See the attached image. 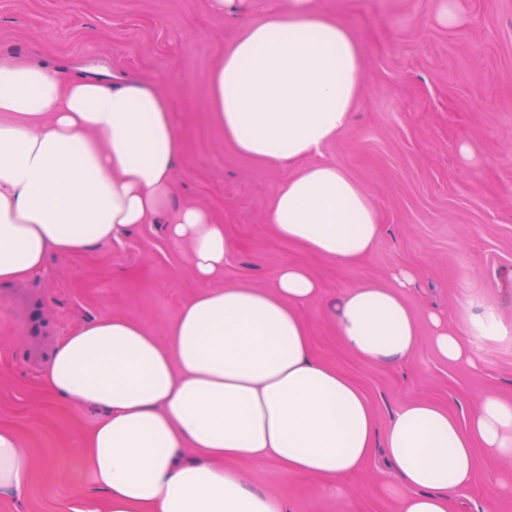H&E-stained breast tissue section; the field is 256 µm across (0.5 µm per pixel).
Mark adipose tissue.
Listing matches in <instances>:
<instances>
[{"instance_id":"ef3b65f1","label":"adipose tissue","mask_w":512,"mask_h":512,"mask_svg":"<svg viewBox=\"0 0 512 512\" xmlns=\"http://www.w3.org/2000/svg\"><path fill=\"white\" fill-rule=\"evenodd\" d=\"M363 90L349 28L310 0H291L225 48L207 97L241 154L300 163L267 220L280 239L340 266L371 254L379 215L336 164L306 159L349 130ZM0 112V283L45 276L51 257L111 245L164 214L201 287L166 342L130 318L102 316L52 351L47 393L104 414L82 453L106 512H284L277 497L250 488L239 463L341 484L381 447L404 488L398 512H461L457 496L476 476L477 455L512 460V401L490 392L466 421L417 401L379 432L360 387L312 353L303 309L320 283L306 267L284 264L263 288L214 287L231 239L206 208L172 197L183 146L156 82L0 58ZM393 280L348 288L337 302L342 342L368 365L417 348L418 320L402 299L416 275L400 268ZM427 319L445 359L476 366L446 317ZM28 471L17 435L0 428V491L21 492Z\"/></svg>"}]
</instances>
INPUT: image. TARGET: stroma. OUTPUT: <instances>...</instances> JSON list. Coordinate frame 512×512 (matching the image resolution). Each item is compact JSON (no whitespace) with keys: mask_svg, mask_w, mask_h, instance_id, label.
<instances>
[{"mask_svg":"<svg viewBox=\"0 0 512 512\" xmlns=\"http://www.w3.org/2000/svg\"><path fill=\"white\" fill-rule=\"evenodd\" d=\"M288 0H0V56L98 66L158 81L173 102L183 152L172 174L176 202L224 224L233 248L217 286H267L286 263L321 284L304 309L311 347L366 393L379 430L411 402L467 415L477 395L512 399V339L481 335L482 316L512 329V0H457L462 20L440 25L442 0H313L360 39L365 87L351 129L326 143L335 162L370 195L382 230L371 255L342 267L279 239L266 220L297 166L270 167L225 141L208 111L211 72L245 20ZM469 154H462V146ZM185 245L145 224L120 242L51 261L48 279L0 286V426L30 458L26 485L0 494V512H104L81 454L99 412L51 397L41 384L49 343L104 316L131 318L158 340L183 302L199 293ZM400 267L417 275L403 299L420 319L416 351L370 366L343 346L331 310L344 289L392 285ZM448 318L479 357V369L444 359L422 314ZM479 459L462 492L465 512H512L493 495ZM252 489L287 512H398L401 482L377 452L339 487L292 476L279 465L245 467Z\"/></svg>","mask_w":512,"mask_h":512,"instance_id":"35a3bbf8","label":"stroma"}]
</instances>
